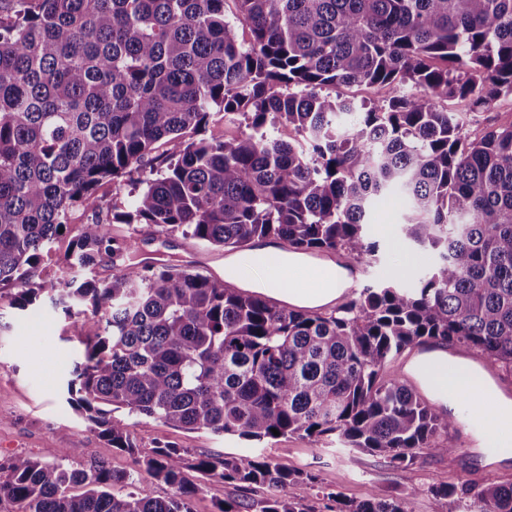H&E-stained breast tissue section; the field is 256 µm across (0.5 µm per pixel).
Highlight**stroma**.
<instances>
[{
	"instance_id": "1",
	"label": "stroma",
	"mask_w": 512,
	"mask_h": 512,
	"mask_svg": "<svg viewBox=\"0 0 512 512\" xmlns=\"http://www.w3.org/2000/svg\"><path fill=\"white\" fill-rule=\"evenodd\" d=\"M129 191L127 183L106 180L95 190L97 211L74 207L51 250L41 257L36 279L68 277L65 256L81 225L95 219L110 222L113 207L127 206ZM406 211L407 202L399 194L375 200L368 217L370 231L386 252L382 267L370 268L369 277H379L385 271L408 285L416 273L432 264L430 252L409 249L398 241ZM137 230L144 257L174 264L190 262L197 267L208 264L219 271L224 268L223 250L199 242L190 254L181 234H167L144 224ZM15 290L12 284L0 290V460L25 454L41 461L67 463L79 454L87 460L105 461L116 472L135 471L134 457L109 445L60 395L64 375L78 358V344L68 340L59 311L47 302L24 311L15 309L8 302ZM113 418L130 425L137 444L144 449L174 446L195 454L227 457L260 452L288 469L312 472L318 477L317 483L295 484L291 493L313 512H335L338 504L357 503L375 493L404 499L407 512H432L436 506L441 512H465L466 505L460 501L434 503L429 487L512 481V456L476 459L460 426L455 429L454 453L424 452L412 466L401 469L382 456L343 447L333 437L316 443L293 435L258 443L230 435L187 432L124 410L114 412ZM268 494L262 486L243 487L213 480L194 498L192 509L216 512L220 502L261 499Z\"/></svg>"
}]
</instances>
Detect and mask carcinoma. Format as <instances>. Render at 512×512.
Listing matches in <instances>:
<instances>
[{"instance_id":"1","label":"carcinoma","mask_w":512,"mask_h":512,"mask_svg":"<svg viewBox=\"0 0 512 512\" xmlns=\"http://www.w3.org/2000/svg\"><path fill=\"white\" fill-rule=\"evenodd\" d=\"M392 85L413 92L359 104L339 92ZM509 97L512 0H0V285H20L11 306L46 297L69 320L84 350L65 401L139 465L13 456L0 461L4 512H192L211 479L271 490L218 512H312L290 489L313 473L256 453L142 449L112 419L120 409L257 442L333 435L401 468L424 450L451 454L452 418L382 370L427 339L512 366V122L472 140L442 106L488 111ZM214 110L249 132L201 136ZM279 126L299 138L275 136ZM134 170L142 188L117 224L239 251L339 249L366 265L380 251L372 202L399 191L404 240L435 263L410 286L382 276L323 315L138 261L134 236L96 220L66 258L70 278L32 281L70 209H97L98 184ZM144 474L174 493L142 495ZM428 492L512 512V482ZM338 512L406 510L375 495Z\"/></svg>"}]
</instances>
